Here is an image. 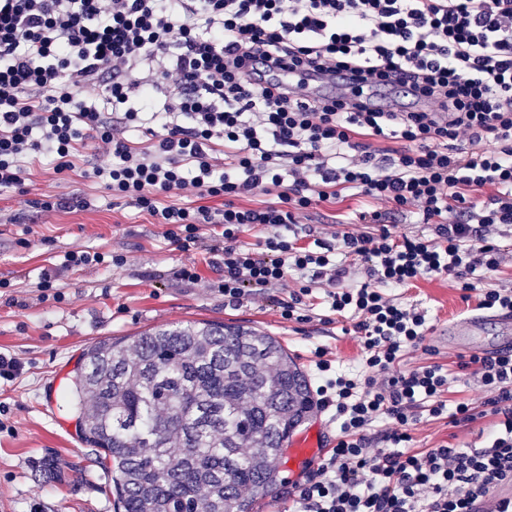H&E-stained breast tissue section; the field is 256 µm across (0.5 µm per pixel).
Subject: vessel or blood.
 I'll return each mask as SVG.
<instances>
[{
	"mask_svg": "<svg viewBox=\"0 0 512 512\" xmlns=\"http://www.w3.org/2000/svg\"><path fill=\"white\" fill-rule=\"evenodd\" d=\"M442 341L483 354L512 351V314L495 312L449 320L441 331Z\"/></svg>",
	"mask_w": 512,
	"mask_h": 512,
	"instance_id": "vessel-or-blood-1",
	"label": "vessel or blood"
}]
</instances>
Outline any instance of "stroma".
<instances>
[{"instance_id":"stroma-1","label":"stroma","mask_w":512,"mask_h":512,"mask_svg":"<svg viewBox=\"0 0 512 512\" xmlns=\"http://www.w3.org/2000/svg\"><path fill=\"white\" fill-rule=\"evenodd\" d=\"M89 149H79L75 169L60 180L49 156L33 164L23 188L0 189V353L16 358L22 371L0 383V512H115L110 475L97 449L84 443L65 397L82 354L106 338H124L149 328L193 321H216L256 328L274 336L309 380H317L315 351L322 348L333 375L364 372L363 348L353 332V312H330L327 291L313 289L304 302L309 320H286L280 304L299 290L300 280L258 289L239 305L228 306L218 288L224 273L205 250L184 251L172 244L165 226L147 214L113 202L111 194L82 176ZM77 194L87 206L51 213L31 207L45 195ZM386 205L361 196H345L303 212L291 228L300 246L338 245L359 211ZM491 241L507 259L498 271L476 272L472 290L444 276H424L412 285L389 289L404 306L424 311L425 340L407 350L397 366L405 372L439 364L448 375L443 398L448 406L465 402L482 409L486 392L478 376L460 369L457 353L443 348L441 321L478 309L486 288L512 289V228L493 226ZM123 256L122 266L104 262L64 268L71 250ZM196 279H184L183 267ZM56 271L55 287L39 288L44 270ZM409 451L478 441L490 431L492 417L467 425L416 409ZM51 471H41L43 459Z\"/></svg>"}]
</instances>
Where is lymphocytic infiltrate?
I'll return each mask as SVG.
<instances>
[{"label":"lymphocytic infiltrate","mask_w":512,"mask_h":512,"mask_svg":"<svg viewBox=\"0 0 512 512\" xmlns=\"http://www.w3.org/2000/svg\"><path fill=\"white\" fill-rule=\"evenodd\" d=\"M283 68L296 82L274 84ZM163 87L176 97L160 98ZM134 121L155 136L146 150L124 135ZM383 136L399 148L380 153L371 140ZM87 144L108 161L85 179L166 226L178 248L221 257L225 304L293 273L306 285L282 318L323 282L331 312L357 314L367 373L317 388L340 434L296 482L292 512H512L489 493L512 480V354L461 362L480 377L485 410L461 403L451 419L495 416L486 445L404 453L414 408L447 411L448 376L438 365L393 373L426 316L386 293L425 275L462 284L502 262L484 229L512 224V0H0V188L22 187L44 153L68 175ZM488 185L497 192L482 207L465 205ZM350 189L435 227L431 239L399 237L386 213L359 212L382 230L340 238L365 269L357 288L330 251L284 233ZM258 190L276 202L237 205ZM205 224L222 225L220 237L203 241ZM250 226L268 229L263 251L239 245ZM380 418L389 446L372 452L365 431Z\"/></svg>","instance_id":"1"}]
</instances>
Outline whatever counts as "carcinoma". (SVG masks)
<instances>
[{
	"instance_id": "carcinoma-1",
	"label": "carcinoma",
	"mask_w": 512,
	"mask_h": 512,
	"mask_svg": "<svg viewBox=\"0 0 512 512\" xmlns=\"http://www.w3.org/2000/svg\"><path fill=\"white\" fill-rule=\"evenodd\" d=\"M68 405L101 450L116 512H253L315 408L274 337L219 322L95 343Z\"/></svg>"
}]
</instances>
